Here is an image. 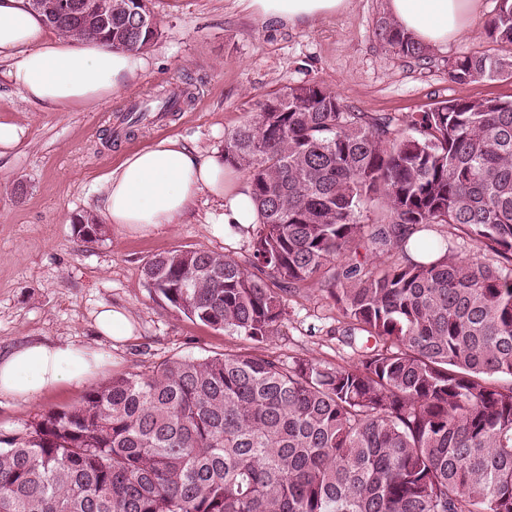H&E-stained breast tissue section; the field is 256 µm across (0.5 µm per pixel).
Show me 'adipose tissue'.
Listing matches in <instances>:
<instances>
[{
  "instance_id": "adipose-tissue-1",
  "label": "adipose tissue",
  "mask_w": 512,
  "mask_h": 512,
  "mask_svg": "<svg viewBox=\"0 0 512 512\" xmlns=\"http://www.w3.org/2000/svg\"><path fill=\"white\" fill-rule=\"evenodd\" d=\"M262 19L308 23L346 8L348 0H246ZM476 0H387L391 19L427 47L460 38L470 26ZM0 57L28 102L55 110L89 106L131 88L148 66L140 52L115 50L95 40L54 36L27 0H0ZM101 213L111 224L148 232L174 224L208 192L218 209L207 225L223 237L229 225L256 224L260 215L250 185L235 178L222 153L202 151L177 137L154 142L107 174ZM102 350L41 340L0 353V397L33 402L101 373Z\"/></svg>"
}]
</instances>
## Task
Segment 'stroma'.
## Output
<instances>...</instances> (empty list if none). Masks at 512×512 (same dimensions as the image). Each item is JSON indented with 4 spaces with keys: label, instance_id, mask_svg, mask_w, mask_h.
Segmentation results:
<instances>
[{
    "label": "stroma",
    "instance_id": "1",
    "mask_svg": "<svg viewBox=\"0 0 512 512\" xmlns=\"http://www.w3.org/2000/svg\"><path fill=\"white\" fill-rule=\"evenodd\" d=\"M498 6L499 0H478L467 36L416 60L377 40L386 0H349L345 10L310 24L256 18L239 0H150L161 34L146 50L149 65L137 83L93 106L54 111L23 100L0 60V121L19 130L14 145L0 146V352L42 339L94 346L112 358L88 385L31 403L0 397V436L24 434L48 410L78 405L89 387L170 358L219 355L236 342L176 312L142 274L152 255L173 249L247 254L248 238L208 234L215 209L208 195L180 224L145 233L112 224L89 243L75 235L74 218L98 215L102 179L127 155L174 136L223 150L225 133L249 119L258 101L304 83L328 88L351 112L408 115L449 99L512 100V78L448 79L455 57L494 52L483 23ZM177 85L192 92L188 107L133 136L115 135L128 104ZM103 305L131 316L135 333L127 341L115 345L99 336L94 317ZM337 327L325 294L289 299L282 332L264 352L287 363L352 364L356 356L339 341Z\"/></svg>",
    "mask_w": 512,
    "mask_h": 512
}]
</instances>
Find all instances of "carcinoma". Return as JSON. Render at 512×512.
Instances as JSON below:
<instances>
[{"mask_svg":"<svg viewBox=\"0 0 512 512\" xmlns=\"http://www.w3.org/2000/svg\"><path fill=\"white\" fill-rule=\"evenodd\" d=\"M133 8L152 15L117 0L110 28L51 27L141 51L161 30L132 31ZM483 29L496 51L456 57L450 81L512 77V0ZM376 36L428 53L385 17ZM150 111L126 112V134ZM224 164L261 216L247 255L173 250L143 273L242 343L114 378L0 438V512H512V101L399 116L292 86L224 135ZM376 204L365 235L359 214ZM82 219L79 238L105 236ZM434 225L486 258L422 234ZM315 288L357 353L348 367L262 352L287 298Z\"/></svg>","mask_w":512,"mask_h":512,"instance_id":"1","label":"carcinoma"}]
</instances>
